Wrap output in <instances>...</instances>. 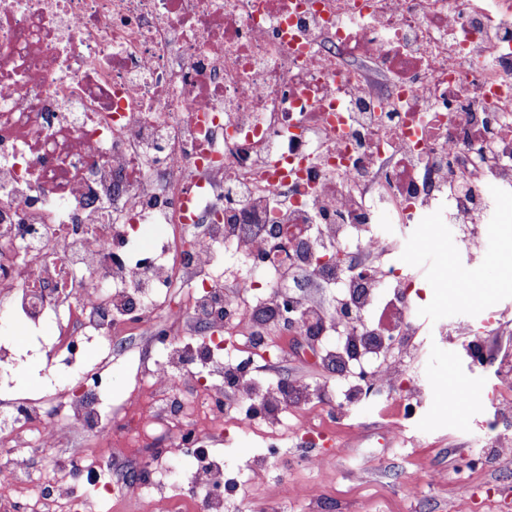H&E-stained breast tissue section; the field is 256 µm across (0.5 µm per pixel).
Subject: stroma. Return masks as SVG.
Segmentation results:
<instances>
[{"label": "stroma", "instance_id": "1", "mask_svg": "<svg viewBox=\"0 0 512 512\" xmlns=\"http://www.w3.org/2000/svg\"><path fill=\"white\" fill-rule=\"evenodd\" d=\"M496 210L493 235L477 255L438 218L428 221L421 237L395 224L380 225L382 235L400 238L395 259L406 272L441 281L414 310L425 326L461 316L479 321L492 311L512 318V196L499 200ZM267 338L278 353L260 362L255 376L273 387L303 379L313 397L305 408L283 410L276 422L259 418L245 426L225 420L223 441L206 443L207 454L223 460L232 477L224 489V512H512V456L498 455L492 440L479 438L484 421L495 417L485 404L497 383L494 367H473L461 345L430 335L421 337L417 357L391 354L404 378L418 380L426 396L410 430L398 435L393 431L401 403L397 397L386 406L349 405L334 423L323 422L324 405L342 402L345 389L341 372L318 358L330 338L312 343L275 325ZM56 341L49 326L33 340L8 337L18 370L0 378V400L31 397L55 406L72 396L74 370L46 371ZM161 356L160 345L136 338L112 354L105 394L109 418L122 419L129 399L144 395L147 382L141 372ZM451 379L463 385L465 403L449 401L442 385ZM173 446V437L149 434L134 455L122 456L70 436L53 448L31 445L23 454L31 462L27 481L32 485L52 477L59 462L76 455L128 469L137 457L162 459L181 512H196L201 494L189 484L193 459L175 453ZM470 452L483 458L476 461L466 491L456 482V467Z\"/></svg>", "mask_w": 512, "mask_h": 512}]
</instances>
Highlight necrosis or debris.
<instances>
[{"label": "necrosis or debris", "instance_id": "necrosis-or-debris-1", "mask_svg": "<svg viewBox=\"0 0 512 512\" xmlns=\"http://www.w3.org/2000/svg\"><path fill=\"white\" fill-rule=\"evenodd\" d=\"M512 191V0H0V322L10 334L54 323L87 391L66 421L34 399L10 405L0 486L30 442L80 432L127 447L89 388L92 347L110 348L140 294L139 335L163 339L154 394L180 406L197 360L224 370L226 331L266 355L268 304L295 301L302 324L344 342L327 366L358 399L412 391L385 343L417 352L412 316L425 284L392 262L378 224L446 212L480 248L493 201ZM301 235L270 238L271 227ZM223 248L259 272L225 282ZM341 285L345 311L274 289L292 270ZM190 307L153 309L176 284ZM390 301L391 324L364 317ZM103 481L125 512H174L159 484L135 483L76 456L37 501L93 512L80 480Z\"/></svg>", "mask_w": 512, "mask_h": 512}]
</instances>
